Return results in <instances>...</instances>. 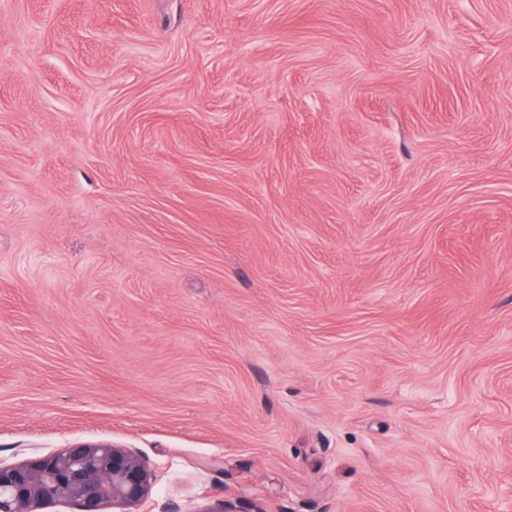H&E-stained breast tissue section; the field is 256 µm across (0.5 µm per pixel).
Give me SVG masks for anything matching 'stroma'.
Here are the masks:
<instances>
[{
  "mask_svg": "<svg viewBox=\"0 0 512 512\" xmlns=\"http://www.w3.org/2000/svg\"><path fill=\"white\" fill-rule=\"evenodd\" d=\"M143 512H512V0H0V460ZM156 476L128 448L78 442L20 463L0 461V512L62 501L75 512H140Z\"/></svg>",
  "mask_w": 512,
  "mask_h": 512,
  "instance_id": "stroma-1",
  "label": "stroma"
}]
</instances>
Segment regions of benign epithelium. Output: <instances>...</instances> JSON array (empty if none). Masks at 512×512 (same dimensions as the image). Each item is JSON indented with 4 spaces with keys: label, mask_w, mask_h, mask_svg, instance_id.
Here are the masks:
<instances>
[{
    "label": "benign epithelium",
    "mask_w": 512,
    "mask_h": 512,
    "mask_svg": "<svg viewBox=\"0 0 512 512\" xmlns=\"http://www.w3.org/2000/svg\"><path fill=\"white\" fill-rule=\"evenodd\" d=\"M155 480L128 448L78 442L20 463L0 461V512H37L53 501L73 512H140Z\"/></svg>",
    "instance_id": "benign-epithelium-1"
}]
</instances>
